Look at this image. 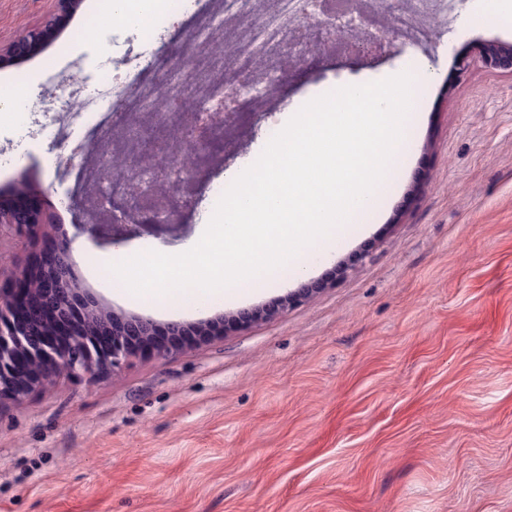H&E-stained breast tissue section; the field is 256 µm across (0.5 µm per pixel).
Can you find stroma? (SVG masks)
<instances>
[{
	"label": "stroma",
	"mask_w": 512,
	"mask_h": 512,
	"mask_svg": "<svg viewBox=\"0 0 512 512\" xmlns=\"http://www.w3.org/2000/svg\"><path fill=\"white\" fill-rule=\"evenodd\" d=\"M107 7L82 0L38 54L0 64V91L17 88L45 117V67L63 81L65 58L90 75L111 56L112 29L96 23ZM55 9L0 0V44ZM92 23L95 37L82 38ZM491 42L512 45V25L455 22L421 54L290 70L269 117L241 119L244 148L224 171H243L282 114L324 84L378 81L419 55L433 76L372 221L304 249L305 276L201 310L115 296L86 261L190 244L211 196L176 231L94 240L54 173L70 142L36 144L0 122V144L14 146L0 190L25 174L70 242L81 289L115 312L192 323L325 283L271 318L1 403L0 512H512V77L477 63L456 73L460 53Z\"/></svg>",
	"instance_id": "35a3bbf8"
}]
</instances>
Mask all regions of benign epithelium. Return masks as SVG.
Instances as JSON below:
<instances>
[{
    "label": "benign epithelium",
    "mask_w": 512,
    "mask_h": 512,
    "mask_svg": "<svg viewBox=\"0 0 512 512\" xmlns=\"http://www.w3.org/2000/svg\"><path fill=\"white\" fill-rule=\"evenodd\" d=\"M57 12L45 25L27 30L6 48L14 59L26 58L56 30L59 20L75 13L80 0H56ZM317 50L329 44L332 32L321 20L311 27ZM478 61L494 73L512 76V48H484ZM11 202L0 199V228L8 226L36 246L49 247L39 255L38 271L32 273L0 250V277L7 275L14 288L0 289V401H18L30 392L51 385L59 376L78 377L95 370H114L130 359L150 352L165 355L191 340L221 335L229 326H241L272 317V308H257L225 321H206L191 326L169 323L161 327L140 316H124L85 295L68 262L69 242L49 231L51 221L31 203V188L21 174L12 182ZM196 196L173 197L155 215L132 216L124 233H111L109 224H80L78 228L98 237L110 234L118 244L123 235L169 230L173 221L195 203Z\"/></svg>",
    "instance_id": "7a95c632"
}]
</instances>
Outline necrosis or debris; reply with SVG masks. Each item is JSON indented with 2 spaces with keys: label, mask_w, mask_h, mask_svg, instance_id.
Listing matches in <instances>:
<instances>
[{
  "label": "necrosis or debris",
  "mask_w": 512,
  "mask_h": 512,
  "mask_svg": "<svg viewBox=\"0 0 512 512\" xmlns=\"http://www.w3.org/2000/svg\"><path fill=\"white\" fill-rule=\"evenodd\" d=\"M319 0H279L276 9L260 0H170L167 15L142 24L133 13L113 16L126 38L112 46V63L94 80L82 79L79 60H68L76 80L54 86L55 112L37 134L54 142L74 129L82 136L73 150L82 160L57 167L70 197L111 224L127 223L158 187L182 189L165 157L146 152L141 131L164 128L180 155L209 169V154L185 139L181 120L193 113L235 151L239 136L227 112H261L279 98L290 63L309 55L311 43L301 25L306 14L319 15L337 29L342 47L360 42H403L425 48L437 22L451 20L456 0H405L388 21L387 0H370V10L356 16L348 7L332 12Z\"/></svg>",
  "instance_id": "obj_1"
}]
</instances>
